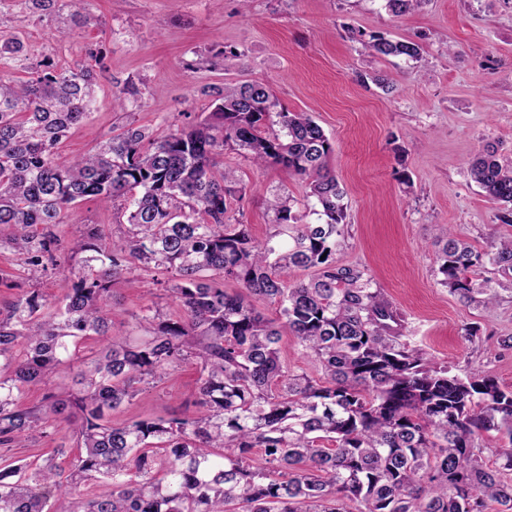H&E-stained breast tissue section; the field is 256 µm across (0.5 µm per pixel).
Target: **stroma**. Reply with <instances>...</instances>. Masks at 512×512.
Segmentation results:
<instances>
[{
    "instance_id": "stroma-1",
    "label": "stroma",
    "mask_w": 512,
    "mask_h": 512,
    "mask_svg": "<svg viewBox=\"0 0 512 512\" xmlns=\"http://www.w3.org/2000/svg\"><path fill=\"white\" fill-rule=\"evenodd\" d=\"M91 25L59 38L52 15L21 18L13 0L0 6V28L20 29L35 59L50 56L92 68L97 102L72 130L61 153L90 151L126 125L181 128L209 111L208 87L266 83L280 104L309 113L335 143L330 165L348 202L340 261L365 267L401 313L404 336L459 375L481 369L512 385V296L492 308L465 304L440 283L441 225L480 249L512 235L495 219L497 203L468 175L486 144L512 164V0H427L395 16L381 0H72ZM384 34L422 46L419 60L380 59L352 40ZM104 46L103 62L90 52ZM389 76L392 92L361 74ZM127 99L114 108L115 96ZM224 165L247 186L239 203L257 238L271 230L265 200L288 192L304 198V181L258 167L228 149ZM410 174L411 185L398 180ZM64 237L86 224L105 237L127 228L121 207L86 201L61 214ZM112 331L139 336L137 317L153 305L178 312L176 300L142 277L115 284ZM475 335L466 339L464 327ZM199 369L188 361L114 413L185 417L195 411Z\"/></svg>"
}]
</instances>
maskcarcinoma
<instances>
[{
	"label": "carcinoma",
	"instance_id": "1",
	"mask_svg": "<svg viewBox=\"0 0 512 512\" xmlns=\"http://www.w3.org/2000/svg\"><path fill=\"white\" fill-rule=\"evenodd\" d=\"M20 13H55L64 38L88 16L60 0H15ZM426 0H385L399 16ZM372 56L419 59L415 41L373 34ZM28 71L0 74V226L27 281L60 269L62 211L122 198L128 228L105 241L86 224L70 243L81 255L71 286L53 301L20 289L0 306V447H22L72 426L69 473L53 458H0V512H512V387L474 370L461 377L402 340L399 313L363 267L340 262L348 204L329 159L331 138L311 115L280 106L262 82L209 90L212 110L196 124L147 132L125 126L88 153L64 160L58 145L91 115L95 76L45 57L31 62L19 33L0 30V62ZM306 183L299 201L277 193L266 238L229 215L245 187L218 165L224 148ZM472 179L512 224V166L492 145L474 158ZM441 234V284L468 303L494 304L512 292V238L481 251L448 225ZM298 270L307 280L293 281ZM161 282L180 313L148 307L134 342L110 334L112 285ZM233 282L237 291L224 288ZM273 301L279 315L258 304ZM320 371L294 372L284 333ZM108 342L104 349L90 343ZM200 367L191 417L112 413L141 387L188 359ZM74 373L65 397L52 379ZM37 387L42 398L21 402ZM496 434L498 443H484ZM259 448L265 465L254 466ZM495 457L486 464L484 453Z\"/></svg>",
	"mask_w": 512,
	"mask_h": 512
}]
</instances>
